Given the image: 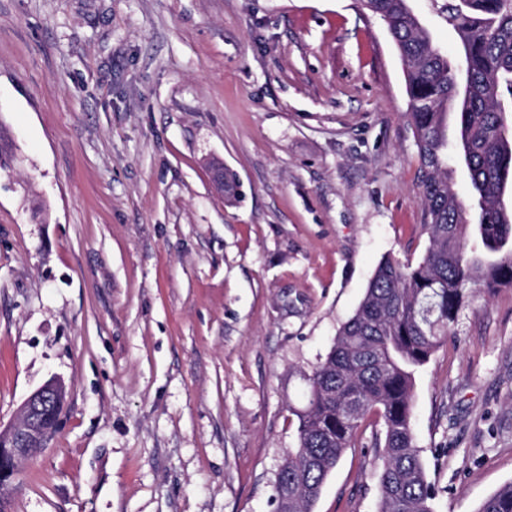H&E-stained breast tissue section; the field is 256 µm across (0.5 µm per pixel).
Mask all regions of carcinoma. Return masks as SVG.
Returning <instances> with one entry per match:
<instances>
[{
	"label": "carcinoma",
	"instance_id": "1",
	"mask_svg": "<svg viewBox=\"0 0 512 512\" xmlns=\"http://www.w3.org/2000/svg\"><path fill=\"white\" fill-rule=\"evenodd\" d=\"M383 20L408 74L406 89L420 159L429 246L415 265L387 258L327 356L300 374L306 404L296 446L274 482L285 512H313L323 483L360 422L381 421L376 435L381 512H434L412 429L414 373L447 340L479 288L512 286V0H456L434 9L460 41L448 57L409 0H361ZM467 168L472 199L450 187L448 161ZM477 512H512V483Z\"/></svg>",
	"mask_w": 512,
	"mask_h": 512
}]
</instances>
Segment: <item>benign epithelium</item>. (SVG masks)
Instances as JSON below:
<instances>
[{
    "instance_id": "1",
    "label": "benign epithelium",
    "mask_w": 512,
    "mask_h": 512,
    "mask_svg": "<svg viewBox=\"0 0 512 512\" xmlns=\"http://www.w3.org/2000/svg\"><path fill=\"white\" fill-rule=\"evenodd\" d=\"M64 398V385L51 379L25 400L20 423L0 430V496L14 489L18 464L44 447L55 432Z\"/></svg>"
}]
</instances>
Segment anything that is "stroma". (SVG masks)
<instances>
[{
  "instance_id": "stroma-1",
  "label": "stroma",
  "mask_w": 512,
  "mask_h": 512,
  "mask_svg": "<svg viewBox=\"0 0 512 512\" xmlns=\"http://www.w3.org/2000/svg\"><path fill=\"white\" fill-rule=\"evenodd\" d=\"M404 72L360 0H0V425L66 388L0 512H274L301 372L429 245ZM412 409L435 512L512 483V287ZM376 430L314 512H379Z\"/></svg>"
}]
</instances>
